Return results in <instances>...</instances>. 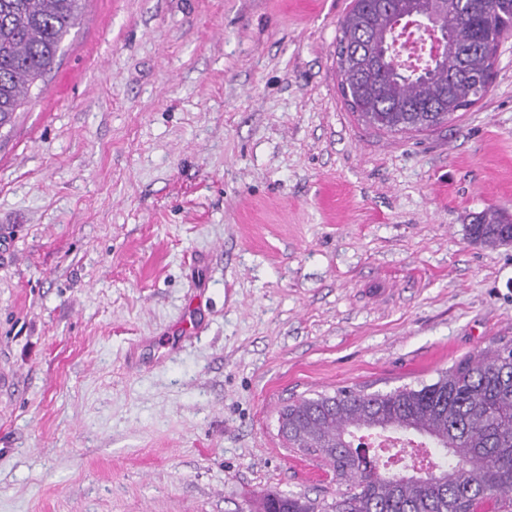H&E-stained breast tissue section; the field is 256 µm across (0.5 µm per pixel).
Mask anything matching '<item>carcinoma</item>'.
Wrapping results in <instances>:
<instances>
[{"instance_id": "1", "label": "carcinoma", "mask_w": 512, "mask_h": 512, "mask_svg": "<svg viewBox=\"0 0 512 512\" xmlns=\"http://www.w3.org/2000/svg\"><path fill=\"white\" fill-rule=\"evenodd\" d=\"M82 0H0V128L51 70ZM424 6L442 13L446 50L417 78L384 60L399 20ZM512 28V0H352L338 25L342 97L365 122L390 134L444 124L489 85L486 47ZM469 237L512 243V216H471ZM278 430L346 485L336 500L267 493L262 512H483L512 508V343L468 354L438 373L389 391L341 387L283 406ZM397 435L409 450L388 453ZM421 475L414 476L412 471Z\"/></svg>"}]
</instances>
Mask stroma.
I'll list each match as a JSON object with an SVG mask.
<instances>
[{"instance_id": "obj_1", "label": "stroma", "mask_w": 512, "mask_h": 512, "mask_svg": "<svg viewBox=\"0 0 512 512\" xmlns=\"http://www.w3.org/2000/svg\"><path fill=\"white\" fill-rule=\"evenodd\" d=\"M350 0H82L0 129V512L336 495L278 411L512 338V35L432 131L345 105ZM512 216L488 209L472 214L467 226L469 237L476 243L488 247H498L512 243Z\"/></svg>"}]
</instances>
